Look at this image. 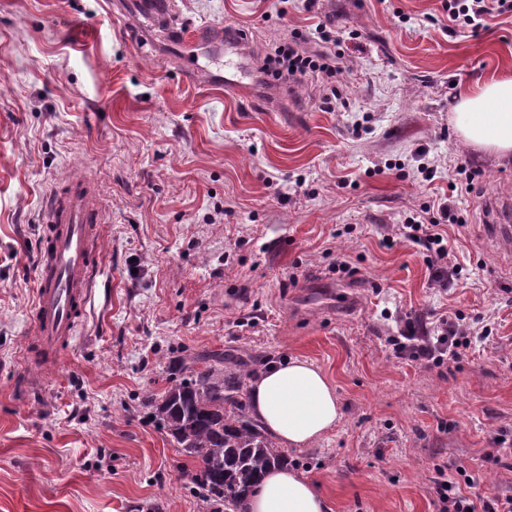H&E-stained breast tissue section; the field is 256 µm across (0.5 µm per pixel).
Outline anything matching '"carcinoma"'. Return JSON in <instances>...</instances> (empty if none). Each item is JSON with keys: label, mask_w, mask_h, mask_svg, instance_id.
<instances>
[{"label": "carcinoma", "mask_w": 512, "mask_h": 512, "mask_svg": "<svg viewBox=\"0 0 512 512\" xmlns=\"http://www.w3.org/2000/svg\"><path fill=\"white\" fill-rule=\"evenodd\" d=\"M243 376L221 357L170 379L160 398L147 399L176 447L198 460L190 481L211 512H246L247 497L265 471L286 462L250 417L240 395Z\"/></svg>", "instance_id": "carcinoma-1"}]
</instances>
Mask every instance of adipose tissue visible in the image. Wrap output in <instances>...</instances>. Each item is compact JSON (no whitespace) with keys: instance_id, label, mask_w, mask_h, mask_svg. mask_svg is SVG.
Returning <instances> with one entry per match:
<instances>
[{"instance_id":"ef3b65f1","label":"adipose tissue","mask_w":512,"mask_h":512,"mask_svg":"<svg viewBox=\"0 0 512 512\" xmlns=\"http://www.w3.org/2000/svg\"><path fill=\"white\" fill-rule=\"evenodd\" d=\"M460 139L500 158L512 156V76L491 77L460 94L451 115ZM251 412L287 448H304L338 422L334 386L312 362L292 358L270 367L250 385ZM247 512H328L325 496L288 466L267 471L253 488Z\"/></svg>"}]
</instances>
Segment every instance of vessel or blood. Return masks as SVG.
<instances>
[{"label": "vessel or blood", "mask_w": 512, "mask_h": 512, "mask_svg": "<svg viewBox=\"0 0 512 512\" xmlns=\"http://www.w3.org/2000/svg\"><path fill=\"white\" fill-rule=\"evenodd\" d=\"M158 17L171 10V0H114V14L126 16L135 9ZM171 30L185 45L206 44L224 56V72L216 74L191 62H183L181 77L188 82L217 83L225 92H243L247 84L238 78L240 58L246 57L245 38L222 26L172 25ZM46 223L43 249L35 281L34 331L46 358H54L74 339L78 325L94 303L95 286L102 274L101 233L104 221L90 182L71 180L50 192L44 200Z\"/></svg>", "instance_id": "obj_1"}]
</instances>
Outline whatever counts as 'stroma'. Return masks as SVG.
<instances>
[{"label":"stroma","instance_id":"obj_1","mask_svg":"<svg viewBox=\"0 0 512 512\" xmlns=\"http://www.w3.org/2000/svg\"><path fill=\"white\" fill-rule=\"evenodd\" d=\"M110 2L0 0V512H207L198 461L145 399L215 352L326 373L340 421L284 455L330 512H444L441 465L512 494L495 443L512 441V245L494 231L512 225V160L449 119L512 74V13L474 34L443 0H173L184 22L246 33L255 59L296 31L321 50V21L358 32L336 47L350 71L329 111L311 83L263 99L186 83L163 21ZM463 167L479 194L450 193ZM77 176L106 213L102 297L44 371L26 357L42 202ZM448 195L463 271L442 288L397 226ZM454 313L491 335L438 366L395 355L406 320Z\"/></svg>","mask_w":512,"mask_h":512}]
</instances>
